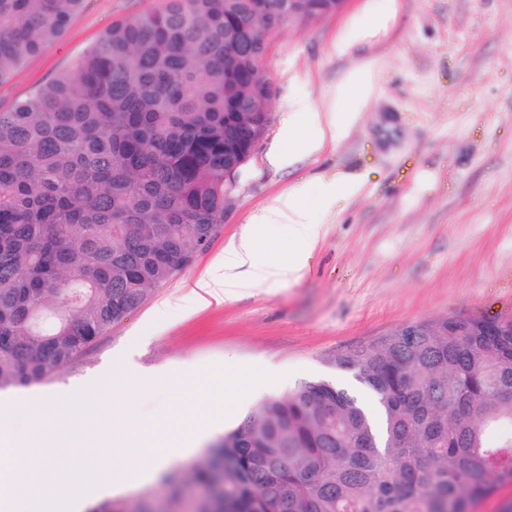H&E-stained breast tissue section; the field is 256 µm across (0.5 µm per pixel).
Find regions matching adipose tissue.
<instances>
[{
    "instance_id": "obj_1",
    "label": "adipose tissue",
    "mask_w": 512,
    "mask_h": 512,
    "mask_svg": "<svg viewBox=\"0 0 512 512\" xmlns=\"http://www.w3.org/2000/svg\"><path fill=\"white\" fill-rule=\"evenodd\" d=\"M283 128L288 134L287 148L270 159L279 168L292 166L300 157L321 151L336 138V117L305 99L289 100ZM256 226L288 225L298 250L282 263L271 266L263 261L257 247V233L244 231L224 250L214 269L196 284V303L205 308L212 302L228 300L242 289L261 283L283 281L296 276L304 267L319 237L320 227L311 221L303 207L298 189L285 190L267 200L255 216Z\"/></svg>"
}]
</instances>
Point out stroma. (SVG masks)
I'll return each instance as SVG.
<instances>
[{
  "label": "stroma",
  "mask_w": 512,
  "mask_h": 512,
  "mask_svg": "<svg viewBox=\"0 0 512 512\" xmlns=\"http://www.w3.org/2000/svg\"><path fill=\"white\" fill-rule=\"evenodd\" d=\"M165 3L87 0L58 39L0 83V111L69 69L112 22ZM373 14L386 25L364 30ZM265 66L270 123L208 247L54 378L9 397L0 391V426L49 434L61 417L97 413L108 391L114 413L162 428L174 408L212 410L195 397V374L211 365L283 374L175 461L187 474L202 449L267 399L304 379L350 382L336 366L342 353L408 324L512 316V0H346L338 13L272 34ZM350 85L357 99L347 98ZM294 97L335 110L338 132L321 152L278 169L268 158ZM328 181L350 191L327 210ZM294 185L322 229L306 268L196 307L194 286L225 245ZM126 373L148 381L126 392ZM177 374L179 391L170 384Z\"/></svg>",
  "instance_id": "obj_1"
}]
</instances>
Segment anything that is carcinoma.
Listing matches in <instances>:
<instances>
[{
	"mask_svg": "<svg viewBox=\"0 0 512 512\" xmlns=\"http://www.w3.org/2000/svg\"><path fill=\"white\" fill-rule=\"evenodd\" d=\"M87 0H0V83ZM246 0H167L107 28L0 112V390L53 377L205 249L224 223V128L273 88L264 46L225 39ZM450 316L336 358L372 397L300 381L265 401L191 482L196 512H470L512 484V318ZM168 508L185 479L172 471Z\"/></svg>",
	"mask_w": 512,
	"mask_h": 512,
	"instance_id": "1",
	"label": "carcinoma"
}]
</instances>
